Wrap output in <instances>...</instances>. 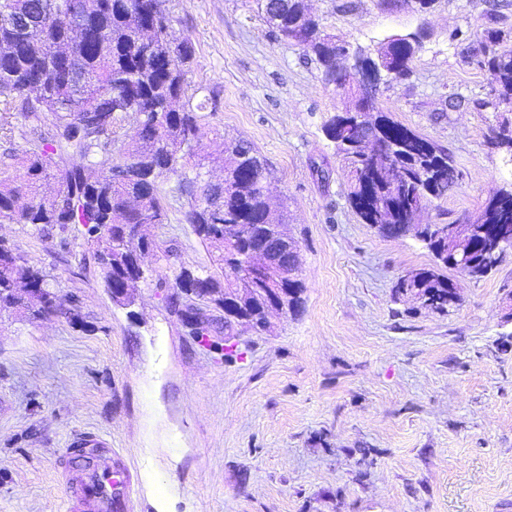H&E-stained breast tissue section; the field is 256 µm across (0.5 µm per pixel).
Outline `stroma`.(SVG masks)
Listing matches in <instances>:
<instances>
[{
    "instance_id": "1",
    "label": "stroma",
    "mask_w": 512,
    "mask_h": 512,
    "mask_svg": "<svg viewBox=\"0 0 512 512\" xmlns=\"http://www.w3.org/2000/svg\"><path fill=\"white\" fill-rule=\"evenodd\" d=\"M337 42L374 52L417 35L406 79L378 110L448 148L460 180L429 198L423 224L462 222L512 184V151L491 139L496 107L478 45L512 32V0H308ZM190 38L188 75L206 115L204 175L221 180L224 141L266 157L273 204L288 208L305 283L298 313L243 333L221 358L183 326L182 270L213 266L181 221L178 180L132 304L112 302L76 239L0 223V241L50 271L78 318L0 313V512H66L60 455L85 432L111 441L137 474L133 512H494L512 500V249L486 277L449 271L448 313L398 296L405 271L434 257L382 236L348 201L349 175L324 134L349 99L313 54L277 37L263 0H162ZM215 105H208V98Z\"/></svg>"
}]
</instances>
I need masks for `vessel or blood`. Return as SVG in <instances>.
<instances>
[{
    "mask_svg": "<svg viewBox=\"0 0 512 512\" xmlns=\"http://www.w3.org/2000/svg\"><path fill=\"white\" fill-rule=\"evenodd\" d=\"M63 456L68 512H130L133 476L109 441L87 434L71 442Z\"/></svg>",
    "mask_w": 512,
    "mask_h": 512,
    "instance_id": "1",
    "label": "vessel or blood"
}]
</instances>
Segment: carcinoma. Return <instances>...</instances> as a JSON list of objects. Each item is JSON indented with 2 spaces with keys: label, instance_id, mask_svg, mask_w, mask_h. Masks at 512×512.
<instances>
[{
  "label": "carcinoma",
  "instance_id": "carcinoma-1",
  "mask_svg": "<svg viewBox=\"0 0 512 512\" xmlns=\"http://www.w3.org/2000/svg\"><path fill=\"white\" fill-rule=\"evenodd\" d=\"M276 15L266 19L282 38L294 37L312 52L325 80L335 81L336 44L316 33L322 23L308 13L305 0H276ZM507 34L486 29L481 35L482 65L492 72L491 89L497 105L512 111V49ZM416 45L393 42L387 64L400 76L409 74ZM195 49L187 38L171 31V19L160 0H0V138L14 133L15 112L48 127L43 137L22 154L9 156L13 175L0 184V221L75 231L93 246L104 286L145 278L138 250L125 254L116 244L125 242V230L140 231L145 224L168 223L169 202L163 179L178 177L177 190L188 197L182 221L217 253V266L199 272L182 271L176 287L208 288L235 307L227 288L279 289L301 304L304 282L293 254L279 229L288 223L286 206L274 208L266 195L271 175L266 158L246 140L224 143V179L202 182L197 156L202 137L201 110L191 103L187 73ZM341 116L324 125L350 175L348 200L365 224L390 236L400 224L412 223L428 197L457 181L454 160L414 130L378 112L379 140L393 147L367 157L358 145L364 134L336 128ZM136 121L133 136L125 123ZM120 161L112 163V147ZM444 172L452 179L440 178ZM58 189L42 195L43 185ZM512 223V194L497 205L486 202L467 223ZM417 234L431 237L425 247L436 264L408 271L398 279L396 292L421 307L450 311L448 296L456 283L443 273L453 269L480 277L492 272L478 233L463 240L466 255L448 261V240L435 238L437 225L416 226ZM278 260V268L261 274L251 284L240 271L257 261V254ZM61 296L53 276L29 265L24 252L0 243V311L14 319H44L61 311ZM181 321L193 336L210 335L211 322L199 316L191 302Z\"/></svg>",
  "mask_w": 512,
  "mask_h": 512
}]
</instances>
